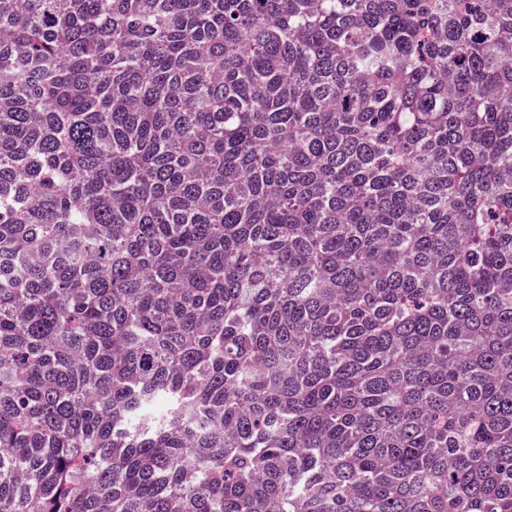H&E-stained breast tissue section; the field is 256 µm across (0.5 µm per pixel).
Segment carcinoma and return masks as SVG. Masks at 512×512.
<instances>
[{
	"label": "carcinoma",
	"instance_id": "cac0c4a2",
	"mask_svg": "<svg viewBox=\"0 0 512 512\" xmlns=\"http://www.w3.org/2000/svg\"><path fill=\"white\" fill-rule=\"evenodd\" d=\"M0 512H512V0H0Z\"/></svg>",
	"mask_w": 512,
	"mask_h": 512
}]
</instances>
